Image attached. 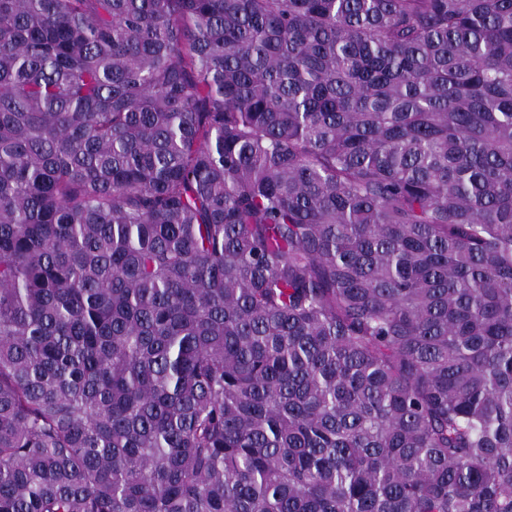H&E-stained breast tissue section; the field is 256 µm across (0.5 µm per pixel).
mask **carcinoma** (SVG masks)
I'll list each match as a JSON object with an SVG mask.
<instances>
[{
	"instance_id": "cac0c4a2",
	"label": "carcinoma",
	"mask_w": 512,
	"mask_h": 512,
	"mask_svg": "<svg viewBox=\"0 0 512 512\" xmlns=\"http://www.w3.org/2000/svg\"><path fill=\"white\" fill-rule=\"evenodd\" d=\"M0 512H512V0H0Z\"/></svg>"
}]
</instances>
